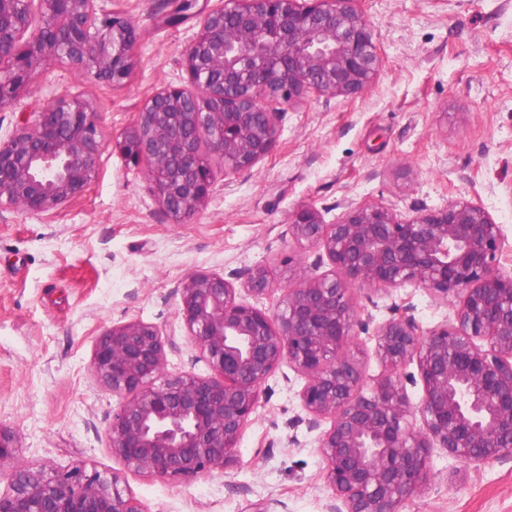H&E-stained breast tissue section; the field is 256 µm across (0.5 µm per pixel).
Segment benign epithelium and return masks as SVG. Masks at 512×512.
Here are the masks:
<instances>
[{
  "label": "benign epithelium",
  "instance_id": "7a95c632",
  "mask_svg": "<svg viewBox=\"0 0 512 512\" xmlns=\"http://www.w3.org/2000/svg\"><path fill=\"white\" fill-rule=\"evenodd\" d=\"M109 0H0V111L12 106L46 60L119 87L131 75L133 23ZM188 84L148 97L121 148L146 163L163 210L195 215L214 182L252 170L279 135L276 104L310 94L353 98L376 79L374 32L352 0H223L200 15L185 45ZM104 134L80 95L49 99L0 140V198L32 213L61 207L95 179ZM288 233L319 251L330 270L279 292L270 313L247 301L271 291L261 267L228 276L198 272L180 288L177 318L214 375L167 370L155 324L105 329L92 365L117 398L112 455L137 474L189 480L235 465L238 446L271 375L286 365L304 379L300 405L318 438L328 512H402L430 479V451L475 466L512 456V272L500 267V225L456 199L403 217L378 202L348 205L327 222L313 203L288 218ZM415 284L457 301L454 319L422 331L408 314L377 327L386 368L364 375L349 352L363 323L355 290ZM424 389L410 403L404 368ZM422 425H416V421ZM15 434L0 425V512H148L120 476L17 463Z\"/></svg>",
  "mask_w": 512,
  "mask_h": 512
}]
</instances>
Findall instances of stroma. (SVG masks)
I'll return each mask as SVG.
<instances>
[{"label": "stroma", "instance_id": "1", "mask_svg": "<svg viewBox=\"0 0 512 512\" xmlns=\"http://www.w3.org/2000/svg\"><path fill=\"white\" fill-rule=\"evenodd\" d=\"M178 0H115L140 34L128 83L113 88L47 60L14 108L0 112V137L54 95L96 105L105 145L97 177L77 200L50 213L0 208V425L21 459L64 467L83 461L117 472L149 512H326L330 494L298 392L281 368L239 444V461L192 481L126 471L107 430L116 400L97 381L92 356L108 327L140 319L159 326L169 369L211 375L176 316L183 281L265 266L273 284L314 276L315 248L288 235V216L312 202L325 220L345 203L379 201L405 216L463 198L503 234L512 270V0H356L375 33L381 68L362 95H309L285 108L278 138L251 171L215 181L202 208L177 222L162 209L146 165L117 147L153 93L187 83L182 50L197 30L173 24ZM372 315L351 344L367 377L385 368L378 324L410 310L422 330L452 320L454 304L413 284L361 289ZM430 481L402 512H512V458L464 466L439 448Z\"/></svg>", "mask_w": 512, "mask_h": 512}]
</instances>
